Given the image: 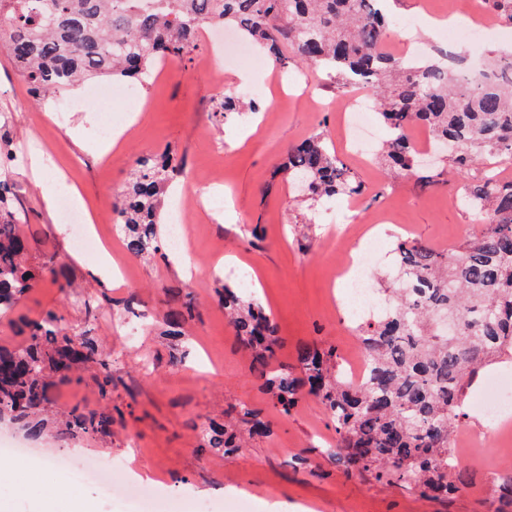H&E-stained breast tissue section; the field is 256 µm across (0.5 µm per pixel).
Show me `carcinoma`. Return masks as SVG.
I'll use <instances>...</instances> for the list:
<instances>
[{
  "mask_svg": "<svg viewBox=\"0 0 512 512\" xmlns=\"http://www.w3.org/2000/svg\"><path fill=\"white\" fill-rule=\"evenodd\" d=\"M382 0H0V49L6 51L38 101L56 98L88 79L125 80L145 89L169 59L199 47L205 25L220 23L277 55L287 44L298 58L328 71L344 91H370L390 130L376 157L398 173L419 165L407 130L425 126L443 163L465 171L488 157L512 159V61L491 57L470 81L460 79L454 53L412 62L384 50L392 22ZM260 111L241 95L217 100L222 118ZM285 171L313 203L356 197L364 186L316 132L292 147ZM176 166L167 154L135 160L113 212L123 243L137 259L165 255L162 196ZM464 207L487 217L449 253L398 239L395 273L383 294L389 308L358 326L368 369L351 383L336 348L306 343L295 365L278 361L279 329L246 291L224 280L218 304L251 360L271 407L283 414L303 399L320 400L335 435L326 455L346 474L439 499L461 488L459 465L448 466L449 444L476 374L512 360V181L493 170L466 185ZM50 268L27 262V238L15 196L0 179V316L7 314ZM197 314L189 297L167 294L165 325L174 340ZM21 347L0 345V421L27 436L53 432L61 440L112 437L109 401L112 351L88 323L75 331L54 309L26 324ZM91 379L102 404L52 412L51 382ZM269 420L240 405L197 428L199 447L224 454L244 436L266 437Z\"/></svg>",
  "mask_w": 512,
  "mask_h": 512,
  "instance_id": "1",
  "label": "carcinoma"
}]
</instances>
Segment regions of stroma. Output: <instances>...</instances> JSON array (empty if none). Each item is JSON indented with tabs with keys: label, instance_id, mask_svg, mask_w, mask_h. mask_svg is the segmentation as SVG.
I'll list each match as a JSON object with an SVG mask.
<instances>
[{
	"label": "stroma",
	"instance_id": "1",
	"mask_svg": "<svg viewBox=\"0 0 512 512\" xmlns=\"http://www.w3.org/2000/svg\"><path fill=\"white\" fill-rule=\"evenodd\" d=\"M211 50L202 40L190 56L168 65L141 96L147 112L132 118L128 101L90 98L85 87L67 93L76 106L56 119L54 102L33 99L10 56L0 50V110L11 112L14 144L40 142L63 169L64 185L78 189L100 225L115 224L113 200L128 180L137 154L163 153L182 163L190 184L209 179L223 187L233 220L219 221L202 213L195 198L183 196L188 230L187 255L193 268L182 272L174 262L135 261L131 279L90 274L72 256L71 236L57 210L47 208L31 167L14 169L9 183L21 214L29 261L50 264L52 271L24 296L14 311L0 317V344L25 342L24 323L45 310L60 312L66 326L83 321L82 299L98 289L109 299L98 312L95 332L101 344L114 348L116 408L110 439L85 441L88 453L125 462L119 480L144 470L155 479L157 512H195L198 501L211 512H238L247 498L258 504L277 502L281 512H512V498L489 504L481 489L512 472V457L499 456L493 444L462 466L465 487L449 498L422 499L401 487L367 476L341 473L321 453L331 429L326 412L313 398L302 400L289 415L269 408V399L225 321L216 295L219 277L213 260L225 256L257 283L256 296L275 317L281 345L279 359L292 363L297 348L316 341L347 355L356 343L345 312L336 311L332 296L344 291L336 271L322 260L325 236L351 220L371 222L386 217L380 239L385 253L375 260L376 275L392 272L398 233L445 252L478 230L482 215L466 210L447 188L415 175H398L376 156L356 155L341 133V114L348 98L325 70L303 63L284 49V64L267 70L266 59L254 53L248 82L238 69H207ZM251 87L261 104L258 114L225 119L212 102L223 94ZM127 126L120 149L101 156L98 146L105 125ZM371 188L385 185L382 197L369 192L358 198L356 212L329 200L310 205L297 197L281 169L288 148L317 130ZM258 228L263 248L252 246L249 228ZM191 294L198 309L185 335L191 352L173 362L162 334L166 290ZM146 314L150 325L137 335L108 334L111 316ZM248 405L266 412L269 437L252 439L231 457L199 448L194 429L207 419H220L228 407ZM66 447L52 440L36 443L30 458L39 462L35 475L0 476V503L9 512H123L121 502L106 503L95 484L72 486L50 455Z\"/></svg>",
	"mask_w": 512,
	"mask_h": 512
}]
</instances>
